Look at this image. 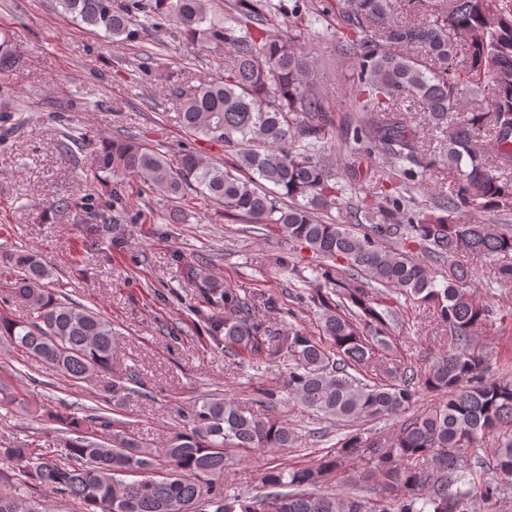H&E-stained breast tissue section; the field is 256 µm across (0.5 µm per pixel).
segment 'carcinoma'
Listing matches in <instances>:
<instances>
[{"instance_id": "cac0c4a2", "label": "carcinoma", "mask_w": 512, "mask_h": 512, "mask_svg": "<svg viewBox=\"0 0 512 512\" xmlns=\"http://www.w3.org/2000/svg\"><path fill=\"white\" fill-rule=\"evenodd\" d=\"M58 2L114 42L132 38L131 18L140 13L156 26L173 22L189 41L224 44V74L190 86L180 71L169 95L179 102L180 127L224 145L230 160L187 149L174 167L160 149L115 136L101 142L91 164L173 203L195 192L224 217L273 224L323 259L321 286L299 299L319 308L327 346L297 328L271 335L256 295L242 297L203 275V298L224 305V314L206 315L208 332L250 356L288 361V397L325 419L395 424L387 434L353 428L312 465L269 468L267 491L254 497L226 495L217 484L224 450L286 448L298 436L226 397L200 399L166 448L141 446L102 411L69 412L55 415L63 432L76 434L63 439L64 458L0 448V459L85 512H469L474 499H501L512 485V375L489 373L473 346L494 312L471 293L468 261H497L495 282L511 285L512 225L462 214L512 213V0H436L418 20L399 18L394 0H332L322 12L336 17L341 54L357 69L348 91L353 137L340 141L330 135L334 110L311 81L304 30L295 19L272 31L262 0H235L222 16L210 0ZM352 142L400 162L383 179L395 188L445 172L454 183L442 201L419 210H404L410 198L386 194L365 205L370 223L353 232L323 219L342 192L331 157ZM11 260L18 274L4 292L26 304L29 318L1 312L0 337L74 384L110 370L112 321L58 295L35 255L18 250ZM379 288L434 310L448 326L449 349L424 370L376 357L390 350L399 322ZM423 391L442 399L410 413ZM489 434L496 437L494 482L483 480L477 453ZM355 460L363 462L359 481L376 486L377 498L321 490ZM0 512L40 510L0 495Z\"/></svg>"}]
</instances>
